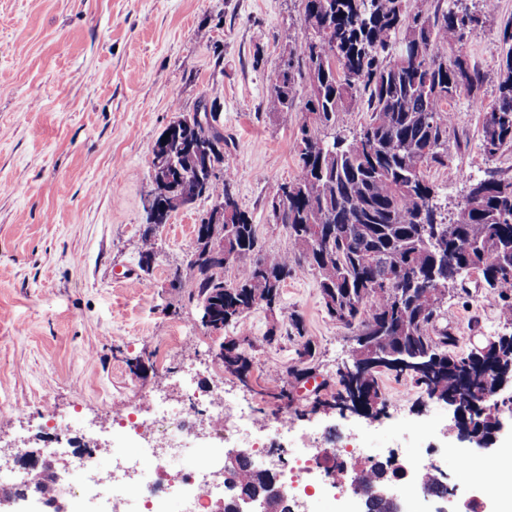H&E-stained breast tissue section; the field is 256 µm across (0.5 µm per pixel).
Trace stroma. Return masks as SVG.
<instances>
[{"label":"stroma","mask_w":512,"mask_h":512,"mask_svg":"<svg viewBox=\"0 0 512 512\" xmlns=\"http://www.w3.org/2000/svg\"><path fill=\"white\" fill-rule=\"evenodd\" d=\"M301 17L300 0H0V442L25 433L42 449L46 412L75 428H111L114 403L175 394L182 373L259 413L283 409L274 394L299 363L288 337L297 318L316 345L314 379L297 385L287 406L298 430L317 432L326 448L356 434L413 460L434 449L435 476L470 491L475 476L455 450L452 412L410 379L379 374L386 411L375 418L313 409L315 384L337 391L351 349L314 272L296 271L279 305H259L228 328L254 342L248 386L213 360L218 338L169 286L209 201L174 212L157 232L151 272L139 267L153 145L177 112L204 98L232 139L225 164L264 251L291 249L267 202L300 175L302 114H269L264 102ZM510 19L512 0H494L468 37L481 90L451 104L448 163L427 171L446 217L468 179L512 175V148L493 157L481 148L482 108L497 96V46ZM436 328L456 336L459 353L512 333L475 274L449 291ZM272 333L278 342L266 343Z\"/></svg>","instance_id":"obj_1"}]
</instances>
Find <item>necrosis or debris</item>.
<instances>
[{
    "label": "necrosis or debris",
    "instance_id": "necrosis-or-debris-1",
    "mask_svg": "<svg viewBox=\"0 0 512 512\" xmlns=\"http://www.w3.org/2000/svg\"><path fill=\"white\" fill-rule=\"evenodd\" d=\"M143 402L151 409L149 415L121 404L113 412V422L122 431L140 438L141 458L150 459L151 468L140 467L138 460L129 461L125 464L126 479L113 477L111 470L100 467L96 438L89 433L44 446V455L68 461L72 478L67 491L72 499L96 504L102 512H168V503L173 499L182 501L185 512H217L216 503L225 494L224 479L219 473L224 447L247 450L253 468L262 470L272 462V450L280 439L290 436L295 442L288 450V462L277 472L286 491L287 512H294L297 504L314 497L306 480L312 473L323 476L334 488L332 512H365V502L353 483L366 479L369 468L384 461L396 466L400 503H407L414 495L411 476L418 470V462L398 453L383 458L350 443L320 447L314 435L296 433L295 422L287 412H274L260 424L252 408L226 404L222 395H212L207 404H200L186 383L180 384L178 397L147 396ZM203 423L215 441L206 450L204 465L171 470L169 457L188 449ZM353 457L364 462L363 470L350 472L348 461ZM474 466L481 475L479 488L459 505L457 512H486V501L512 498V482H502L496 463L478 460Z\"/></svg>",
    "mask_w": 512,
    "mask_h": 512
}]
</instances>
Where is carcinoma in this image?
Wrapping results in <instances>:
<instances>
[{"label": "carcinoma", "instance_id": "cac0c4a2", "mask_svg": "<svg viewBox=\"0 0 512 512\" xmlns=\"http://www.w3.org/2000/svg\"><path fill=\"white\" fill-rule=\"evenodd\" d=\"M301 36L289 51L265 102L268 112H286L295 99V77L307 81L300 136L296 141L301 175L282 186L268 202L293 243L289 251L264 253L256 225L233 193L235 175L224 166L229 145L216 117L187 138L212 146L209 160H188L184 142L168 139L167 155L153 154L150 165L169 167V187L194 203L224 198V222L208 224L233 254L237 276L224 281V263L194 239L187 264L173 272L170 285L190 284L188 301L208 302L229 328L264 303L278 304L283 281L295 270L316 272L331 319L363 332L381 349L400 350L412 365L395 369L431 397L448 398L461 387L482 392L488 380L474 352L458 355L445 332L436 333L448 284L474 271L490 288L500 317L512 324V273L500 268L496 245H512V176L491 172L470 183L478 194L443 222L435 189L425 175L445 165L444 144L452 114L448 104L475 96L479 78L467 63L468 35L483 14L457 5L431 7L430 0H302ZM316 35L307 34L308 28ZM334 50L340 68L325 70L324 45ZM499 83L495 104L485 114L483 151L493 157L512 147V21L499 44ZM369 118L350 142L318 137L316 125H334L342 112ZM434 284L411 283L416 273ZM401 288H385L391 278ZM503 371H512V340L494 337L488 352ZM244 348H229L224 366L246 371ZM368 413L385 405L377 377L343 383L330 399L314 406L342 404ZM229 495L224 512H236L240 494L263 497L274 476L249 462L224 470Z\"/></svg>", "mask_w": 512, "mask_h": 512}]
</instances>
